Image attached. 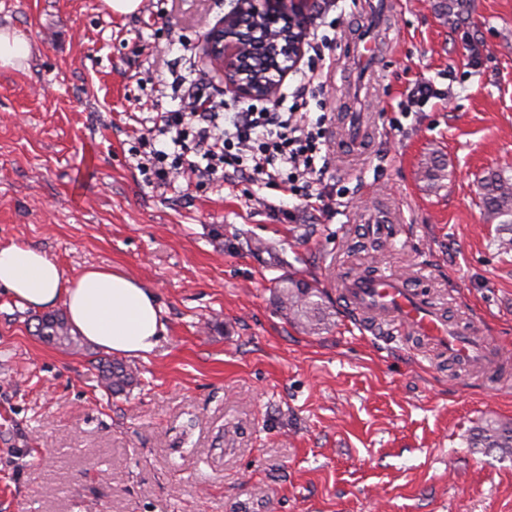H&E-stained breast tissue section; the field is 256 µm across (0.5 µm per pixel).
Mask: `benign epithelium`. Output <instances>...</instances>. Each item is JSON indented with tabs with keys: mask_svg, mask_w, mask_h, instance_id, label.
Listing matches in <instances>:
<instances>
[{
	"mask_svg": "<svg viewBox=\"0 0 512 512\" xmlns=\"http://www.w3.org/2000/svg\"><path fill=\"white\" fill-rule=\"evenodd\" d=\"M318 7V0H238V12L251 17L252 32L264 34L265 64L260 77L253 73L252 47L235 14L226 15L223 25L205 35L202 54L224 74L226 91L239 98L269 101L303 58L307 24Z\"/></svg>",
	"mask_w": 512,
	"mask_h": 512,
	"instance_id": "benign-epithelium-1",
	"label": "benign epithelium"
}]
</instances>
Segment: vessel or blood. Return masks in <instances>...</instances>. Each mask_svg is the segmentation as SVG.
Returning a JSON list of instances; mask_svg holds the SVG:
<instances>
[{
	"label": "vessel or blood",
	"instance_id": "vessel-or-blood-1",
	"mask_svg": "<svg viewBox=\"0 0 512 512\" xmlns=\"http://www.w3.org/2000/svg\"><path fill=\"white\" fill-rule=\"evenodd\" d=\"M368 136L361 116H348L345 147L357 150ZM343 295L361 331L376 333L383 327L392 333L406 331L421 337L449 360L466 365L495 364L504 359L501 349L475 336L471 327L448 322L440 308L412 288L405 277L354 276L344 282Z\"/></svg>",
	"mask_w": 512,
	"mask_h": 512
}]
</instances>
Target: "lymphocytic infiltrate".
<instances>
[{
	"instance_id": "1",
	"label": "lymphocytic infiltrate",
	"mask_w": 512,
	"mask_h": 512,
	"mask_svg": "<svg viewBox=\"0 0 512 512\" xmlns=\"http://www.w3.org/2000/svg\"><path fill=\"white\" fill-rule=\"evenodd\" d=\"M328 67H309L299 85L281 92L272 105L247 104L237 111L216 112L214 101L200 85L176 75L173 90L184 110L159 115L158 132L168 137L169 148L155 139L142 142L141 165L151 171L157 185H167L174 170L188 168L198 181L221 175L225 184L249 182L258 189H274L285 196L324 202L332 190L319 182L330 164L326 115L311 117L307 96L323 86ZM193 143L197 160L183 162L180 150Z\"/></svg>"
}]
</instances>
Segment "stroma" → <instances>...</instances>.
<instances>
[{
    "label": "stroma",
    "instance_id": "obj_1",
    "mask_svg": "<svg viewBox=\"0 0 512 512\" xmlns=\"http://www.w3.org/2000/svg\"><path fill=\"white\" fill-rule=\"evenodd\" d=\"M369 2L310 21L335 35L309 98L342 192L328 215L246 182L159 187L137 167L139 135L180 106L171 64L219 112L237 107L201 52L229 0H141L124 16L104 0H0V28L31 46L0 68V246L29 244L69 277L123 270L166 326L131 360L137 384L109 397L102 350L49 342L41 313L0 292V512H512V456L469 445L512 421V253L478 190L487 172L512 177V0H470L460 23L439 0H393L380 31ZM374 31L388 50L358 95L348 50ZM475 43L476 67L462 53ZM422 81L440 96L418 107ZM352 112L375 123L357 157L336 138ZM435 152L437 188L420 173ZM381 212L396 221L377 237ZM361 273L404 275L510 359L461 366L419 337L362 333L339 309ZM288 274L327 290L324 330L276 308Z\"/></svg>",
    "mask_w": 512,
    "mask_h": 512
}]
</instances>
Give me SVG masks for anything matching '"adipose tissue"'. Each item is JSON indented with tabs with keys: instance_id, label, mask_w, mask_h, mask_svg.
Masks as SVG:
<instances>
[{
	"instance_id": "obj_1",
	"label": "adipose tissue",
	"mask_w": 512,
	"mask_h": 512,
	"mask_svg": "<svg viewBox=\"0 0 512 512\" xmlns=\"http://www.w3.org/2000/svg\"><path fill=\"white\" fill-rule=\"evenodd\" d=\"M0 288L34 311L64 304L79 335L120 356L147 357L166 332L153 291L138 279L109 267L69 277L46 253L23 243L0 246Z\"/></svg>"
}]
</instances>
